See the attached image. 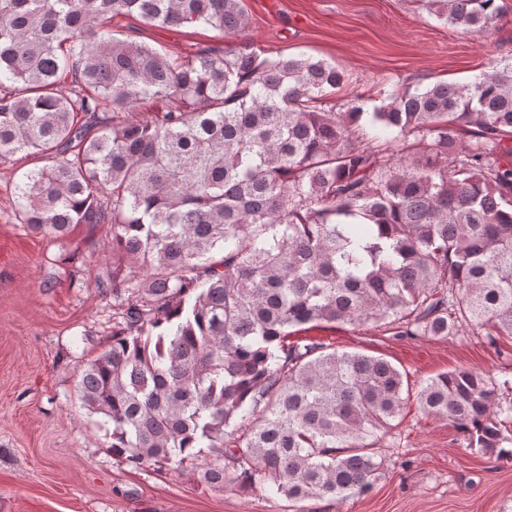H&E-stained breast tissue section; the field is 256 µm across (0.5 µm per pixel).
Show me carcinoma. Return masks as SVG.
<instances>
[{"mask_svg": "<svg viewBox=\"0 0 512 512\" xmlns=\"http://www.w3.org/2000/svg\"><path fill=\"white\" fill-rule=\"evenodd\" d=\"M427 4L471 34L498 16L494 0ZM116 17L249 22L243 0H0V159L41 160L16 213L35 233L112 238L99 285L122 321L77 384L112 455L342 503L372 487L413 401L512 457V399L486 374L412 387L384 358L291 340L311 323L512 337V61L334 112V64L246 41L178 60L115 34ZM366 122L418 151L362 146Z\"/></svg>", "mask_w": 512, "mask_h": 512, "instance_id": "cac0c4a2", "label": "carcinoma"}]
</instances>
